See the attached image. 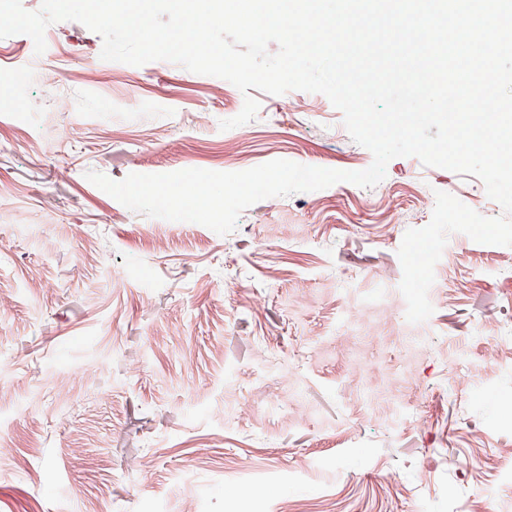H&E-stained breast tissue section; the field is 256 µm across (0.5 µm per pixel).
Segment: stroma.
Masks as SVG:
<instances>
[{
	"mask_svg": "<svg viewBox=\"0 0 512 512\" xmlns=\"http://www.w3.org/2000/svg\"><path fill=\"white\" fill-rule=\"evenodd\" d=\"M0 39V512H485L512 501V274L449 234L423 323L397 254L436 191L478 178L397 157L376 193L261 200L227 235L129 210L87 172L369 157L320 93H243L169 61L102 60L76 21ZM152 462L149 472L132 459ZM244 482L270 488L248 502Z\"/></svg>",
	"mask_w": 512,
	"mask_h": 512,
	"instance_id": "obj_1",
	"label": "stroma"
}]
</instances>
